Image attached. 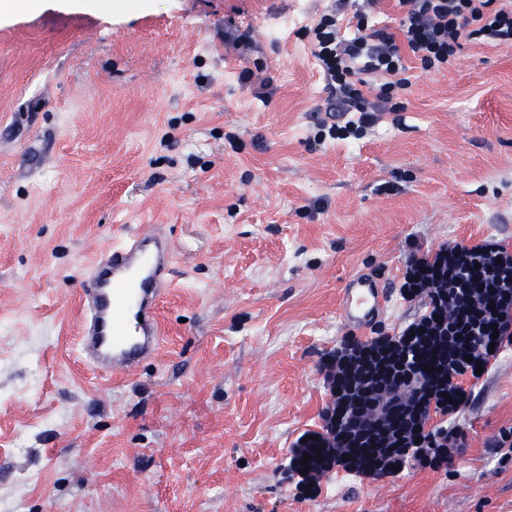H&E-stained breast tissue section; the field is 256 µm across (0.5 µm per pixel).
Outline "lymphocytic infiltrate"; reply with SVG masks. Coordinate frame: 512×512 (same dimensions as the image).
Masks as SVG:
<instances>
[{"mask_svg":"<svg viewBox=\"0 0 512 512\" xmlns=\"http://www.w3.org/2000/svg\"><path fill=\"white\" fill-rule=\"evenodd\" d=\"M402 18L397 28L376 26L379 0H363L349 25L339 26L338 9L324 12L308 30L312 53L323 74L326 112L334 122H320L316 140L345 139L363 133L376 113L402 111L407 57L423 69L454 66L465 42L491 40L512 45V7L501 0H397Z\"/></svg>","mask_w":512,"mask_h":512,"instance_id":"f902f5d3","label":"lymphocytic infiltrate"}]
</instances>
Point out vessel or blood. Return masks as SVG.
<instances>
[{
  "mask_svg": "<svg viewBox=\"0 0 512 512\" xmlns=\"http://www.w3.org/2000/svg\"><path fill=\"white\" fill-rule=\"evenodd\" d=\"M173 249L160 227L104 251L86 270L81 296L82 358L95 369L132 370L162 344L158 305L171 282ZM382 291L363 278L346 290L348 321L363 326L381 314Z\"/></svg>",
  "mask_w": 512,
  "mask_h": 512,
  "instance_id": "obj_1",
  "label": "vessel or blood"
}]
</instances>
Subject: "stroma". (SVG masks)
I'll use <instances>...</instances> for the list:
<instances>
[{
  "mask_svg": "<svg viewBox=\"0 0 512 512\" xmlns=\"http://www.w3.org/2000/svg\"><path fill=\"white\" fill-rule=\"evenodd\" d=\"M328 5L0 17V512H512V343L428 420L448 434L440 467L338 466L311 489L286 468L344 341L428 312L405 288L414 259L512 250V46L465 44L439 73L409 60L399 116L317 144L304 30ZM150 224L174 250L162 345L94 372L84 270ZM359 275L386 295L360 328L342 311Z\"/></svg>",
  "mask_w": 512,
  "mask_h": 512,
  "instance_id": "35a3bbf8",
  "label": "stroma"
}]
</instances>
